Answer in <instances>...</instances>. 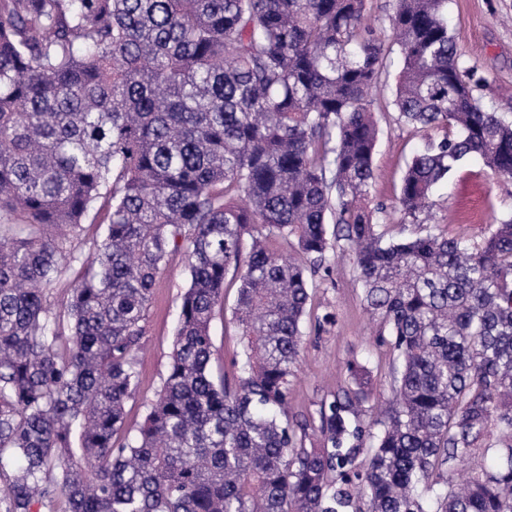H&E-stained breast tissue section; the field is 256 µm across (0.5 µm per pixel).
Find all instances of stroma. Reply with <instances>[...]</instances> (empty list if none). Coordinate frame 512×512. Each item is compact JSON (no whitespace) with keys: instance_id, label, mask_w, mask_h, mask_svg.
<instances>
[{"instance_id":"obj_1","label":"stroma","mask_w":512,"mask_h":512,"mask_svg":"<svg viewBox=\"0 0 512 512\" xmlns=\"http://www.w3.org/2000/svg\"><path fill=\"white\" fill-rule=\"evenodd\" d=\"M393 0H367L366 10L385 42L380 86L371 109L378 122L379 140L374 155L373 203L383 204L377 214L388 237L398 239L414 231L411 219L395 207L407 162L425 138L413 127L399 122L392 100L400 54L393 43L388 17ZM448 28L465 67L474 69L483 86L478 95L484 108L512 118V0H448ZM435 203L436 231L465 234L477 242L497 222L512 214V180L496 177L475 161L463 163L438 185ZM355 256L346 251L329 261L310 279L311 297L305 317V333L299 368L292 379L289 407L292 415L307 418L310 441L319 434L318 411L332 401L343 384L344 363L357 359L368 371L373 395L371 409H378L390 396L396 357L382 343L383 330L362 302L360 284L353 275ZM188 286L187 259L170 253L164 271L157 277L153 299L144 322V348L136 394L127 401L128 431H136L146 415V405L160 390L167 376L182 296ZM240 286L237 269H228L224 280V308L211 325L214 369L234 379L233 361L241 349L240 336L231 310Z\"/></svg>"}]
</instances>
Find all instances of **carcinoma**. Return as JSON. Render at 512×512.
I'll use <instances>...</instances> for the list:
<instances>
[{
	"instance_id": "obj_1",
	"label": "carcinoma",
	"mask_w": 512,
	"mask_h": 512,
	"mask_svg": "<svg viewBox=\"0 0 512 512\" xmlns=\"http://www.w3.org/2000/svg\"><path fill=\"white\" fill-rule=\"evenodd\" d=\"M446 3L389 16L393 105L426 138L397 206L420 227L464 160L512 179V119L482 107ZM383 59L366 0H3L0 458L21 460L7 512L54 497L65 512H512V216L473 244L385 239L370 199ZM97 206L106 230L84 259ZM346 249L398 366L372 417L348 361L308 447L288 411L308 274ZM178 250L169 371L117 445ZM231 265L232 387L210 333ZM75 267L58 309L46 290Z\"/></svg>"
}]
</instances>
